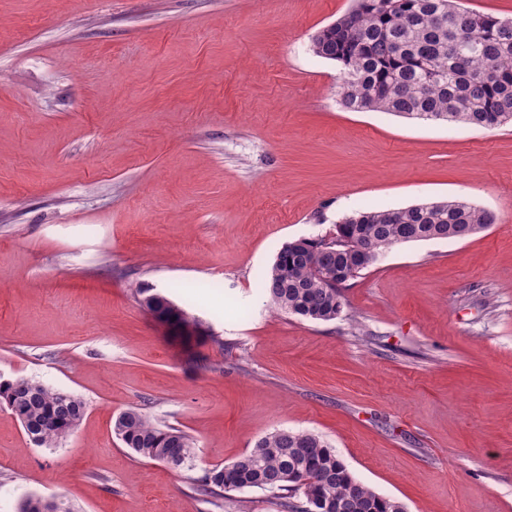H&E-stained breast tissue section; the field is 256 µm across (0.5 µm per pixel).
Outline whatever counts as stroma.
I'll return each mask as SVG.
<instances>
[{"label": "stroma", "mask_w": 512, "mask_h": 512, "mask_svg": "<svg viewBox=\"0 0 512 512\" xmlns=\"http://www.w3.org/2000/svg\"><path fill=\"white\" fill-rule=\"evenodd\" d=\"M352 6L0 0V380L86 404L55 448L0 406V512H283L193 488L280 429L407 512H512V126L344 108L311 37ZM456 198L494 224L388 250L336 320L267 308L285 243ZM131 407L193 438L192 469L122 444ZM163 297V296H162ZM154 312L160 318L181 323L188 327L200 328L201 324L195 317L190 316L184 309L177 306L171 300L163 297V301H159L155 307ZM176 317V320H173Z\"/></svg>", "instance_id": "obj_1"}]
</instances>
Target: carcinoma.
Instances as JSON below:
<instances>
[{
	"instance_id": "carcinoma-1",
	"label": "carcinoma",
	"mask_w": 512,
	"mask_h": 512,
	"mask_svg": "<svg viewBox=\"0 0 512 512\" xmlns=\"http://www.w3.org/2000/svg\"><path fill=\"white\" fill-rule=\"evenodd\" d=\"M459 15L443 25V15ZM316 56L343 66L341 104L355 112H385L409 119L446 121L492 129L512 123V19L480 13L458 0H356L355 7L317 31ZM487 211L464 200L406 207L397 224L391 209H364L345 216L347 236L372 249L352 278L391 247L427 241L438 229L450 239L476 234ZM341 272L344 257L326 256L313 238L298 255L283 245L264 281L271 309L311 321L336 319L340 289L319 280V266ZM160 318L188 327L201 323L168 298L154 307ZM0 402L20 422L29 441L55 448L80 424L85 402L75 394L26 378L0 383ZM113 431L138 456L152 461L193 460L190 435L153 423L137 408L120 412ZM263 490L282 499L285 512H403L404 505L360 482L318 435L277 430L234 462L205 472L198 490Z\"/></svg>"
}]
</instances>
